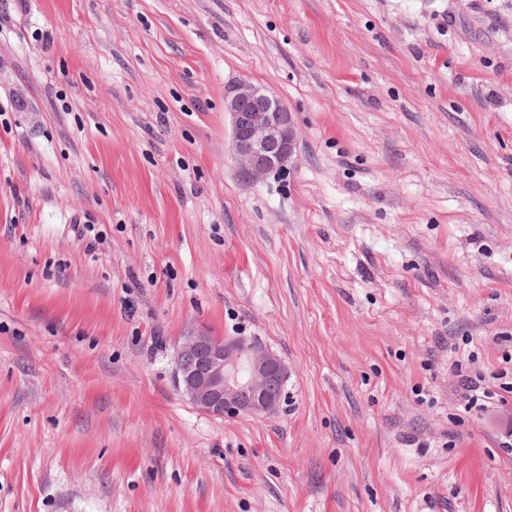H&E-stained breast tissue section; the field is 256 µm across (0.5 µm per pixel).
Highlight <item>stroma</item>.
I'll list each match as a JSON object with an SVG mask.
<instances>
[{"label":"stroma","instance_id":"35a3bbf8","mask_svg":"<svg viewBox=\"0 0 512 512\" xmlns=\"http://www.w3.org/2000/svg\"><path fill=\"white\" fill-rule=\"evenodd\" d=\"M288 106L243 180L224 89ZM261 337L273 417L177 392ZM512 0H0V512H512ZM177 391L197 410L217 418L274 416L289 372L284 361L255 336L188 331L173 367ZM454 374L458 378L456 388L459 400L464 402L466 411L475 409L482 414L490 407L499 408L508 403L506 396L491 391L488 386H485V378L481 375L466 373L459 364L455 365Z\"/></svg>","mask_w":512,"mask_h":512}]
</instances>
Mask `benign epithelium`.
Here are the masks:
<instances>
[{
	"label": "benign epithelium",
	"mask_w": 512,
	"mask_h": 512,
	"mask_svg": "<svg viewBox=\"0 0 512 512\" xmlns=\"http://www.w3.org/2000/svg\"><path fill=\"white\" fill-rule=\"evenodd\" d=\"M232 157L248 182L284 168L297 146L292 113L283 100L248 79L228 87ZM177 391L197 410L217 418L274 416L281 407L289 372L284 361L255 336L188 331L173 367Z\"/></svg>",
	"instance_id": "1"
}]
</instances>
